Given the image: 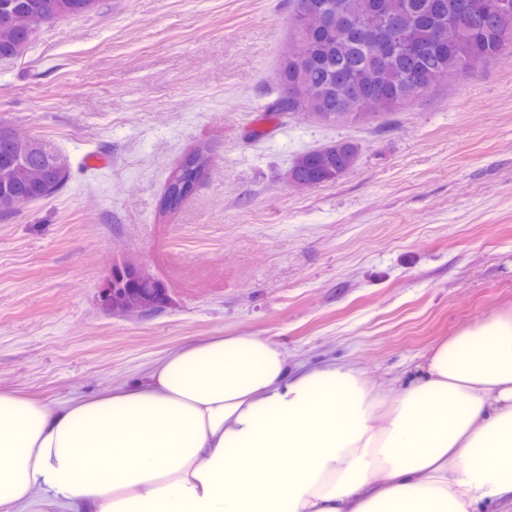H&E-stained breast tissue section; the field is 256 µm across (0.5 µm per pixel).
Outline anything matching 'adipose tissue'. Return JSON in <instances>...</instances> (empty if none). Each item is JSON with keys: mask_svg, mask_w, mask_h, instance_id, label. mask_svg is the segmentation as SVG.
I'll return each instance as SVG.
<instances>
[{"mask_svg": "<svg viewBox=\"0 0 512 512\" xmlns=\"http://www.w3.org/2000/svg\"><path fill=\"white\" fill-rule=\"evenodd\" d=\"M512 512V309L447 337L403 392L268 337L190 342L56 407L0 389V512Z\"/></svg>", "mask_w": 512, "mask_h": 512, "instance_id": "ef3b65f1", "label": "adipose tissue"}]
</instances>
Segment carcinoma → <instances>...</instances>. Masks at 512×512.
<instances>
[{"label":"carcinoma","instance_id":"carcinoma-1","mask_svg":"<svg viewBox=\"0 0 512 512\" xmlns=\"http://www.w3.org/2000/svg\"><path fill=\"white\" fill-rule=\"evenodd\" d=\"M306 0H292L290 39L303 44L305 55L275 75L277 114L310 112L325 124L361 123L385 118L412 103L408 82L419 81L420 95L432 91L436 73L456 68L470 79L488 62L512 55V15L504 17L494 0H320L331 15L330 31L306 24ZM98 0H0V60L18 57L33 39L38 24L80 16ZM389 8L388 25L402 47L380 52L390 31L380 27L378 12ZM201 150L185 153L169 173L162 212L178 209L200 182L196 161ZM352 141L308 150L296 157L289 173L312 186L332 183L356 162ZM70 174L67 157L37 137L0 140V217L16 211L4 203L24 205L53 196ZM165 284L134 273L127 264L112 267L110 312L118 313L148 297L161 311L170 303Z\"/></svg>","mask_w":512,"mask_h":512}]
</instances>
